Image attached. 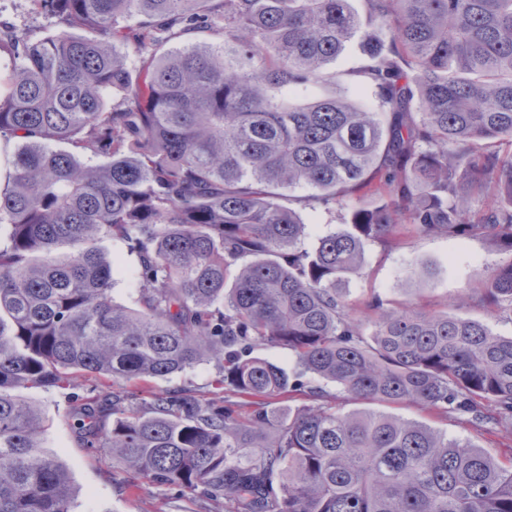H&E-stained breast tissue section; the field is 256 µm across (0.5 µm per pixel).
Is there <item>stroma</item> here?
<instances>
[{
    "label": "stroma",
    "mask_w": 512,
    "mask_h": 512,
    "mask_svg": "<svg viewBox=\"0 0 512 512\" xmlns=\"http://www.w3.org/2000/svg\"><path fill=\"white\" fill-rule=\"evenodd\" d=\"M362 59L361 41L352 39L327 67L331 82L303 93H292V101L303 103L323 95H336L348 97L365 108L374 107L373 95L356 91L350 76L351 69L359 66ZM356 203L352 197L343 204L304 207L293 199L289 205L299 210L307 224L305 244L310 247L318 236L338 228L348 207ZM100 247L114 261V300L128 307L135 306L139 269L136 256L111 237L102 239ZM511 258L479 235L424 237L407 233L394 245L376 242L368 246L363 267L347 285L349 306L357 312L378 299L388 307L412 303L428 311L450 312L454 309L453 299L461 289L479 295L485 270ZM420 266L431 270V279L414 276V268ZM217 375V366L205 362L168 379L125 381L79 375L65 388L26 390L25 398L43 414L45 449L63 461L79 490L73 512H214L212 502L202 494H184L175 488L158 486L148 477L123 470L113 461L110 448L101 444L87 447L76 430L74 410L83 398L112 391L123 394L133 405L147 391L188 395L202 403L211 400L238 403L237 395L216 387ZM390 412L426 423L450 437L471 441L500 463H512V438L503 433H478L458 415L437 414L416 406H394Z\"/></svg>",
    "instance_id": "stroma-1"
}]
</instances>
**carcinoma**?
Here are the masks:
<instances>
[{"label": "carcinoma", "instance_id": "cac0c4a2", "mask_svg": "<svg viewBox=\"0 0 512 512\" xmlns=\"http://www.w3.org/2000/svg\"><path fill=\"white\" fill-rule=\"evenodd\" d=\"M27 2L61 32L0 21V142L16 144L0 189V512H72L78 495L19 391L76 374L167 379L204 361L254 408L86 397L87 446L108 405L113 460L224 512H512V465L381 410L456 413L512 436V337L378 299L367 336L343 288L402 224L512 255V0H364L389 31L363 32L352 73L374 111L283 97L328 79L360 31L350 0ZM199 32L231 49H164ZM299 188L306 206L372 203L306 249L307 225L282 203ZM476 193L495 206L474 209ZM103 236L138 257L135 308L112 297ZM63 243L73 252L58 259ZM478 299L512 315V260L486 271ZM259 346L288 350L309 381ZM322 381L357 409L337 410ZM286 396L303 402L271 408Z\"/></svg>", "mask_w": 512, "mask_h": 512}]
</instances>
